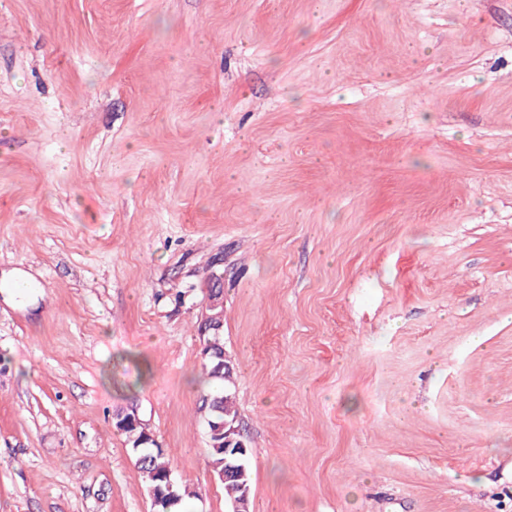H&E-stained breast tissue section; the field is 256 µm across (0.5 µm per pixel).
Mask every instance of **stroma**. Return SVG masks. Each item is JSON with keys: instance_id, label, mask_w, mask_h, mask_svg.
Instances as JSON below:
<instances>
[{"instance_id": "1", "label": "stroma", "mask_w": 512, "mask_h": 512, "mask_svg": "<svg viewBox=\"0 0 512 512\" xmlns=\"http://www.w3.org/2000/svg\"><path fill=\"white\" fill-rule=\"evenodd\" d=\"M216 283L253 512H512V0H0V512H230ZM220 297L221 295L210 299L208 310L211 313L205 317V322L214 330H210L207 336H202V354L209 364L208 375L222 384L220 388L204 395L201 401V409L206 412L208 431L209 421H221L224 418L231 419L238 415L235 398L231 391L234 386V368L230 361L224 358V336H222L220 330L215 331L220 329L223 324L224 309ZM219 307H221V310L216 311ZM224 363L227 364L225 368H222L219 372L215 370L216 366ZM145 428L148 430L144 423L143 425L138 426L131 425L125 428L122 433L126 436V439L131 447L130 449L134 454L137 468L140 470L147 487L149 485L159 484V481H156L157 478L168 472L169 473L163 477L167 488H170L173 483H175L173 488L175 493L173 506H171L168 510H165V506L167 504V501H165L162 505L157 506L155 510L180 512L186 498L193 495L194 492L190 491L186 486L177 481L176 478L175 481L173 480L172 464L163 448L155 447L153 443L139 444V441L144 436ZM138 444L139 448H134ZM245 452L240 450L236 455L234 454V450L226 451L229 448L224 450V438L212 440L209 439V465L211 470L215 476V478L223 485L224 488V496L228 502L231 501L232 498H237L241 494V486L244 482H247V486L250 487L251 490V477H250V467H249V456L250 451L247 448L245 442ZM226 461V462H224ZM244 464L245 466V478L240 479L239 477L236 479L225 481L226 478L232 473H239V470L235 466H228L224 468V466L228 464ZM224 472L222 475V481L219 477V473Z\"/></svg>"}]
</instances>
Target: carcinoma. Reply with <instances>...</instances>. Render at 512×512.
<instances>
[{
  "mask_svg": "<svg viewBox=\"0 0 512 512\" xmlns=\"http://www.w3.org/2000/svg\"><path fill=\"white\" fill-rule=\"evenodd\" d=\"M202 354L209 364L208 375L219 381L221 387L203 396L201 409L206 412V419L209 421H221L225 418L231 419L238 415L235 398L231 388L234 386V368L232 364L226 363L224 358V336L214 330L203 337ZM146 425L129 426L124 429L126 439L134 454L137 468L140 470L146 485L158 484L157 478L173 471L170 459L165 450L154 446L152 443L142 444L140 440L144 436ZM250 451L234 452L224 450V439L212 440L209 442V465L214 476L224 471L228 464H244L245 478L232 479L223 482L224 496L230 500L241 494V486L251 482L249 467Z\"/></svg>",
  "mask_w": 512,
  "mask_h": 512,
  "instance_id": "1",
  "label": "carcinoma"
}]
</instances>
